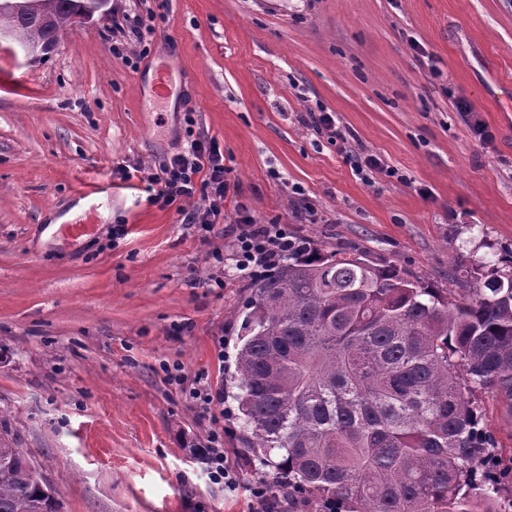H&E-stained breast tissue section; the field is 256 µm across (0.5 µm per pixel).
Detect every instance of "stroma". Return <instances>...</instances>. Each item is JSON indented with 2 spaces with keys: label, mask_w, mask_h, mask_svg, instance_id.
<instances>
[{
  "label": "stroma",
  "mask_w": 512,
  "mask_h": 512,
  "mask_svg": "<svg viewBox=\"0 0 512 512\" xmlns=\"http://www.w3.org/2000/svg\"><path fill=\"white\" fill-rule=\"evenodd\" d=\"M108 9L35 59L0 42V437L28 452L58 512H250L244 487L271 469L243 465L228 419L243 487L210 484L190 447L214 424L159 369H234L231 314L251 279L230 258V218L242 204L441 288L511 254L512 0ZM320 110L343 140L312 122ZM195 136L239 184L205 241L183 217L200 198L159 208L140 175ZM367 155L384 167L368 181L353 166ZM103 181L93 235L50 233Z\"/></svg>",
  "instance_id": "obj_1"
}]
</instances>
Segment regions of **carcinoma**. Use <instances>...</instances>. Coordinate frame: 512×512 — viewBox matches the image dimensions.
<instances>
[{
    "label": "carcinoma",
    "mask_w": 512,
    "mask_h": 512,
    "mask_svg": "<svg viewBox=\"0 0 512 512\" xmlns=\"http://www.w3.org/2000/svg\"><path fill=\"white\" fill-rule=\"evenodd\" d=\"M0 0V32L51 38L90 0ZM482 284L438 288L356 247L299 237L255 278L235 373L244 447L299 502L339 512H496L512 454L486 426L512 410V254ZM0 512H56L27 453L0 441ZM474 398L484 401L487 408V426L495 435L500 448H504V454L508 456L509 448H512V418L490 393L482 390L476 392Z\"/></svg>",
    "instance_id": "1"
}]
</instances>
